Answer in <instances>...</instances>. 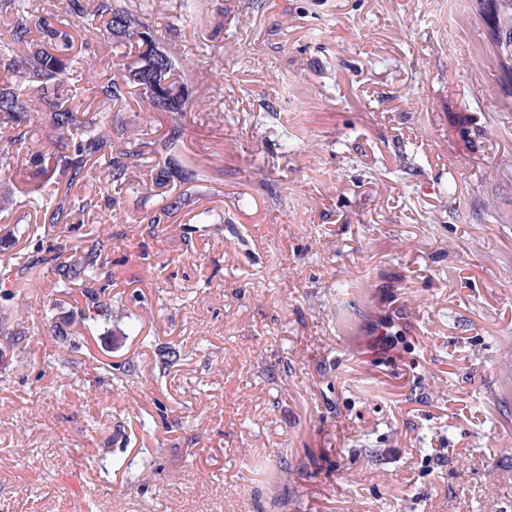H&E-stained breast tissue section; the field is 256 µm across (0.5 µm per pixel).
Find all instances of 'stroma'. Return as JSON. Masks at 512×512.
<instances>
[{"mask_svg": "<svg viewBox=\"0 0 512 512\" xmlns=\"http://www.w3.org/2000/svg\"><path fill=\"white\" fill-rule=\"evenodd\" d=\"M117 4L208 90L181 151L208 177L152 230V155L83 223L0 212L32 266L0 335V512H512V89L483 20ZM171 124L133 102L112 135ZM103 223L108 320L43 262Z\"/></svg>", "mask_w": 512, "mask_h": 512, "instance_id": "35a3bbf8", "label": "stroma"}]
</instances>
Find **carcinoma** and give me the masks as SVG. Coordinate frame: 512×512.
<instances>
[{"label":"carcinoma","instance_id":"cac0c4a2","mask_svg":"<svg viewBox=\"0 0 512 512\" xmlns=\"http://www.w3.org/2000/svg\"><path fill=\"white\" fill-rule=\"evenodd\" d=\"M14 22L0 32V61L7 62L14 86L0 88V153L24 143L28 127L37 116H46L47 146L38 155V182L31 183L23 168L8 174L12 188L0 196V205L13 201V189L27 185L25 195L41 196L43 219L48 224H66L91 207L98 194L112 188L122 193L129 181L132 161L141 155L164 158L145 196L143 220L161 224L172 217L168 203L176 185L205 182L203 169L183 165L181 136L175 128L156 140L112 139V110L136 96L155 109L177 115L202 100L205 89L192 87L178 75L179 62L160 46L154 26L146 18L112 5V0H65V13L86 21L74 36L75 27L56 23L37 13L34 0H11ZM476 11L487 20L490 43L499 68L501 84L512 83V0H477ZM95 41L106 61L100 67L85 65L78 57L83 46ZM81 71L78 88L73 74ZM103 161V183L88 185V192L73 199L59 196L50 187L65 180L73 185L84 180L91 165ZM112 240L109 230L94 232L87 244L66 257L56 253L50 272L55 288L85 286L86 303L100 315L112 311L106 288L91 282L103 274L105 250Z\"/></svg>","mask_w":512,"mask_h":512}]
</instances>
